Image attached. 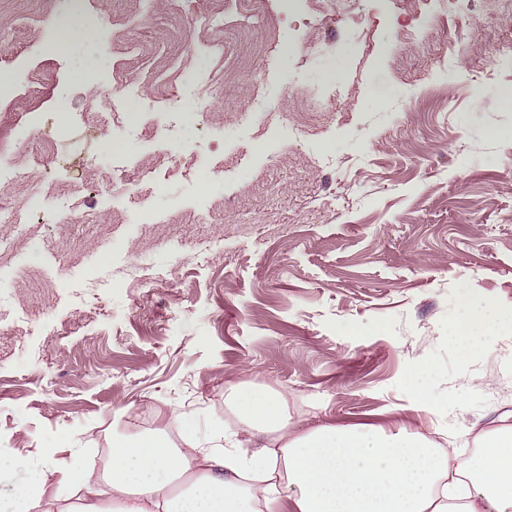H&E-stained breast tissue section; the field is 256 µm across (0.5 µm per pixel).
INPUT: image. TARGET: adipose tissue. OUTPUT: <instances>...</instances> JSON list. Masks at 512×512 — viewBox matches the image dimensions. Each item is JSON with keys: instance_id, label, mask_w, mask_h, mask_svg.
I'll list each match as a JSON object with an SVG mask.
<instances>
[{"instance_id": "adipose-tissue-1", "label": "adipose tissue", "mask_w": 512, "mask_h": 512, "mask_svg": "<svg viewBox=\"0 0 512 512\" xmlns=\"http://www.w3.org/2000/svg\"><path fill=\"white\" fill-rule=\"evenodd\" d=\"M512 325V309L466 306L448 338L470 358L482 334ZM241 432L214 430L211 444L184 452L166 438L114 437L100 477L53 465L55 494L45 485L18 488L22 512H54L57 491L78 495V512H512V425L478 436L466 462L407 424H326L291 434L280 403L262 389L235 398ZM277 444L244 453L255 433Z\"/></svg>"}]
</instances>
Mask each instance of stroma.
<instances>
[{
    "mask_svg": "<svg viewBox=\"0 0 512 512\" xmlns=\"http://www.w3.org/2000/svg\"><path fill=\"white\" fill-rule=\"evenodd\" d=\"M89 51L40 42L32 10H0V80L42 84L0 101V145L19 177L0 184V512L41 478L40 451L100 475L95 458L116 435L236 431L242 387L284 399L290 429L325 424L395 428L438 445L512 413V372L493 360L507 334L461 359L448 329L465 305L512 308V42L503 0H336L282 15L262 55L243 51L246 20L229 12L223 55H207L212 0H87ZM194 49L177 51L185 34ZM171 62L166 88L216 69L210 110L224 144L186 124L199 166L174 167L167 145L125 142L123 171L102 148L110 125L81 65L136 77ZM274 100L264 123L238 125L255 78ZM385 96L380 107L376 96ZM301 126L288 139L282 119ZM66 122L51 144L31 138ZM146 221L112 205L125 180ZM70 197V208L19 226L27 198ZM425 369L430 404H415Z\"/></svg>",
    "mask_w": 512,
    "mask_h": 512,
    "instance_id": "obj_1",
    "label": "stroma"
}]
</instances>
